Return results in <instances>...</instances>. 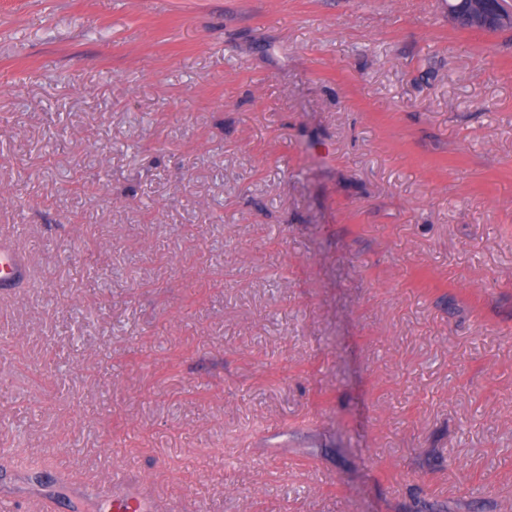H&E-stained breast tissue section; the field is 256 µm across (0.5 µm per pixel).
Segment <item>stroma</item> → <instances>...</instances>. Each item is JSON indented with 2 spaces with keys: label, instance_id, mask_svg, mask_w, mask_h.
<instances>
[{
  "label": "stroma",
  "instance_id": "35a3bbf8",
  "mask_svg": "<svg viewBox=\"0 0 512 512\" xmlns=\"http://www.w3.org/2000/svg\"><path fill=\"white\" fill-rule=\"evenodd\" d=\"M0 498L512 512V30L445 0H0ZM123 480L113 475L108 481L97 484L94 494L101 503L103 512H150L151 499L143 490L121 491Z\"/></svg>",
  "mask_w": 512,
  "mask_h": 512
}]
</instances>
